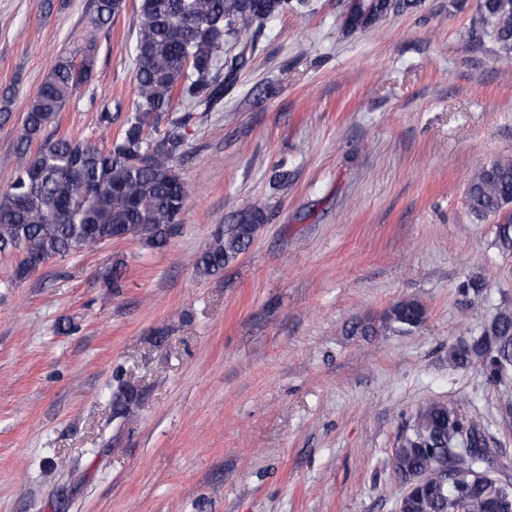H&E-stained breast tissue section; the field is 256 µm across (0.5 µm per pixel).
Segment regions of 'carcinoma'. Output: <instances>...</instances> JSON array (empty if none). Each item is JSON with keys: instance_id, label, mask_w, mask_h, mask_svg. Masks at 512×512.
<instances>
[{"instance_id": "obj_1", "label": "carcinoma", "mask_w": 512, "mask_h": 512, "mask_svg": "<svg viewBox=\"0 0 512 512\" xmlns=\"http://www.w3.org/2000/svg\"><path fill=\"white\" fill-rule=\"evenodd\" d=\"M366 11L351 28H366L391 12L416 7L417 0H364ZM307 0H140L134 45L136 99L119 140L104 150L89 141L45 135L67 100L93 74L96 49L79 45L60 56L39 89L28 98L17 139L18 165L0 189V254L19 253L15 280L49 260L80 253L142 233L162 249L179 223L188 189L177 167L186 148L185 129L196 112L224 102L247 61L245 52L221 58L224 47H248L260 26ZM116 0H94L90 21L108 25ZM482 22L503 51L512 52V0H479ZM37 148H32L33 143ZM470 212L478 221L512 207V159L483 168L468 187ZM262 210L241 213L215 233L194 260L198 275L224 271L249 247ZM426 319L424 307L403 300L387 309L382 322L412 333ZM454 369H476L498 383L512 370V309L504 307L482 336L448 351ZM112 421L127 425L137 415L141 394L114 373ZM487 438L473 422L442 402L418 408L392 457L393 475L403 484L426 476L398 504V512H512V487L480 478ZM462 450L459 466L445 478L442 464Z\"/></svg>"}]
</instances>
